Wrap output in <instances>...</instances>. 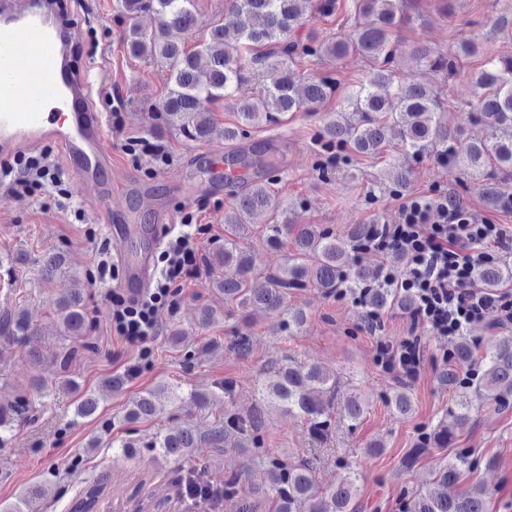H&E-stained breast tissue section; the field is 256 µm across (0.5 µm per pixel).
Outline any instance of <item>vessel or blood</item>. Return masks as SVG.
<instances>
[{
	"label": "vessel or blood",
	"mask_w": 512,
	"mask_h": 512,
	"mask_svg": "<svg viewBox=\"0 0 512 512\" xmlns=\"http://www.w3.org/2000/svg\"><path fill=\"white\" fill-rule=\"evenodd\" d=\"M82 29L62 20L54 0H0V150L11 152L55 143L71 166L75 183L93 190L98 211H112L126 271V287L142 290L152 278L141 243L143 224L121 223L112 208L110 132L93 105L94 85L77 61ZM63 100L67 113L46 111Z\"/></svg>",
	"instance_id": "obj_1"
}]
</instances>
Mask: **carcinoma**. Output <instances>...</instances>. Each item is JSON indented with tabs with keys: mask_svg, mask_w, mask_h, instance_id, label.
Segmentation results:
<instances>
[{
	"mask_svg": "<svg viewBox=\"0 0 512 512\" xmlns=\"http://www.w3.org/2000/svg\"><path fill=\"white\" fill-rule=\"evenodd\" d=\"M130 15L152 13L157 27L137 26L124 34L129 53L149 56L165 65L171 73L172 87L158 106L167 123L194 141L207 139L212 132L208 105L221 98L235 102L237 124L224 128V140L236 146L250 128L276 125L289 112H315L336 94V82L327 76H308L299 82L294 70L295 58L319 60L326 56L341 59L356 53L373 63L365 79L356 84L336 114L328 117L321 132L322 150L348 148L376 157L390 143L394 130L401 146L415 157L433 154L451 172L461 171L472 182L484 181L488 173L512 179V55L486 60L475 76L476 121L486 127L489 140L469 143L451 127L446 116L445 98L438 89L409 83L391 68L399 47V33L411 21L412 0H352L353 31L342 36H313L299 46L288 41V34L303 24L306 12L331 16L339 0H231L224 19L213 23L205 40L196 48L186 47L180 35L196 25L194 0H120ZM478 53L473 42H462L442 54L431 47L416 45L413 55L431 71L448 72L455 60ZM207 64L200 65L201 57ZM234 161L253 171L245 189L233 194L224 207V246L217 249V274L212 285L224 294V300L242 309H261L279 320L288 334L306 322L301 311H292L286 301L292 290L318 288L330 295L343 287L360 288L375 283L378 269L360 264L355 256L357 241L368 232V225L356 224L345 235L316 225L294 233L295 254L279 271L265 277L257 288L255 266L250 252L240 245L250 226L267 223V242L277 247L282 235L292 231L282 219L281 198L272 188L269 174L278 168L274 157L263 152H232ZM43 272L54 278L61 272L63 253L52 252L43 258ZM472 278L484 288L494 290L512 280V260L502 259L476 269ZM367 308L381 312L394 303L413 308L407 295L398 296L386 288H373L365 296ZM57 321L69 336H83L90 326L85 299L68 288L60 290L54 301ZM31 336L24 316L7 313L0 318V337L24 343ZM457 366L472 358V345L461 337L453 351ZM67 358L60 362L62 377L48 385L32 379V389L40 397L66 392L75 397L78 417L93 415L97 399L80 390L66 375ZM479 391L490 402L507 404L512 400V338L505 337L486 346L479 371L472 374ZM339 378L315 364L288 362L276 368L269 381L259 388V402L246 416L229 414L201 436L186 429L157 436L148 447L178 462H189L198 450L210 448H250L254 457L266 464L270 487L267 492L274 512H360L358 471L345 466L342 480L328 488L318 485L309 463L292 465L265 447L263 429L270 407L301 418L310 433L325 439L332 429V413L338 394ZM179 397L174 387L158 384L135 399L127 421L136 423L154 416L156 402L162 396ZM389 405L402 414L412 412V399L398 390ZM29 399L21 396L8 406H0V445L9 441ZM344 416L351 422L361 419L366 403L357 396L342 399ZM467 395L458 396L453 409L457 424L470 419ZM429 444L446 448L454 439L448 421H440L428 436ZM460 457L436 474L441 492L418 490L408 500V512H487L486 492L477 484L466 492L455 490ZM242 473L231 472L224 478V490L216 497L233 500L237 512H254L255 504L241 493ZM46 485L31 486L15 502H0V512H35L37 504L50 495ZM106 482L91 484L73 503L71 512H96L105 495Z\"/></svg>",
	"mask_w": 512,
	"mask_h": 512,
	"instance_id": "cac0c4a2",
	"label": "carcinoma"
}]
</instances>
